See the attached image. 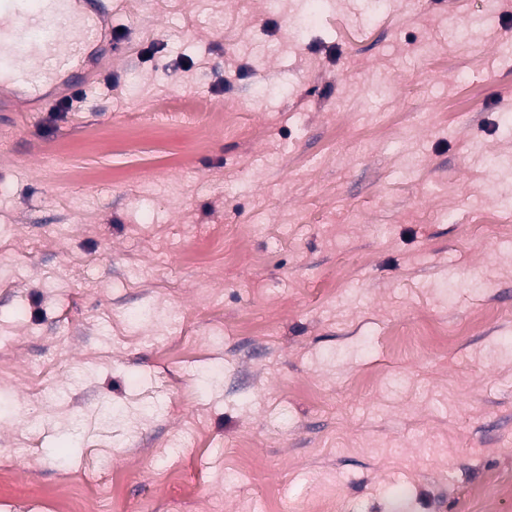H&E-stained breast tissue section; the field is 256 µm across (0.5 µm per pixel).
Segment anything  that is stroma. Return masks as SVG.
Here are the masks:
<instances>
[{
    "label": "stroma",
    "mask_w": 512,
    "mask_h": 512,
    "mask_svg": "<svg viewBox=\"0 0 512 512\" xmlns=\"http://www.w3.org/2000/svg\"><path fill=\"white\" fill-rule=\"evenodd\" d=\"M110 0L115 58L0 112V512H459L512 477V0ZM239 108L203 129L157 95ZM128 135L112 144L115 131ZM106 146L90 149L87 131ZM177 324L133 323L159 299ZM40 412L38 465L27 420ZM99 486L93 480H87L79 488L74 486L61 487L53 493V496L61 499L62 512H79L81 510L80 504L85 499L94 497Z\"/></svg>",
    "instance_id": "obj_1"
}]
</instances>
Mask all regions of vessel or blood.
I'll return each instance as SVG.
<instances>
[{"mask_svg": "<svg viewBox=\"0 0 512 512\" xmlns=\"http://www.w3.org/2000/svg\"><path fill=\"white\" fill-rule=\"evenodd\" d=\"M102 0H0V82L38 88L73 68L84 44L111 50Z\"/></svg>", "mask_w": 512, "mask_h": 512, "instance_id": "1", "label": "vessel or blood"}]
</instances>
